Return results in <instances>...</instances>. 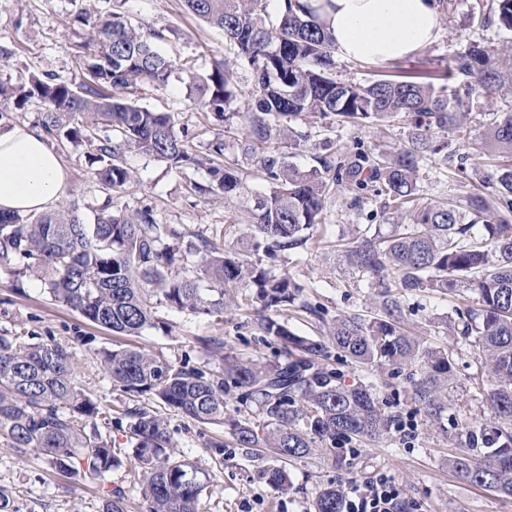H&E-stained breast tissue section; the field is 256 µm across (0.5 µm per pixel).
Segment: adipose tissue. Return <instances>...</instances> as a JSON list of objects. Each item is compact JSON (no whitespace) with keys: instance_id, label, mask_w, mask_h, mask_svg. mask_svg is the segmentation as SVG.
I'll list each match as a JSON object with an SVG mask.
<instances>
[{"instance_id":"obj_1","label":"adipose tissue","mask_w":512,"mask_h":512,"mask_svg":"<svg viewBox=\"0 0 512 512\" xmlns=\"http://www.w3.org/2000/svg\"><path fill=\"white\" fill-rule=\"evenodd\" d=\"M337 55L371 63L406 57L440 29L437 0H310ZM66 176L44 136L26 124L0 129V212L39 213L64 191Z\"/></svg>"}]
</instances>
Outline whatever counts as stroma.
<instances>
[{
  "mask_svg": "<svg viewBox=\"0 0 512 512\" xmlns=\"http://www.w3.org/2000/svg\"><path fill=\"white\" fill-rule=\"evenodd\" d=\"M450 2L431 45L395 64L340 58L336 61L338 74L355 83H367L396 65L428 81L470 42L499 45L512 40V33L496 25L479 24V0ZM90 6L101 13L120 9L132 24L164 34L158 47L176 60L180 69L166 87L148 88L140 99L141 105L171 113L176 132L194 134L213 129L212 115L203 112L188 94L185 68L190 65L196 71H205L213 60L226 57L229 47L220 31L185 11L181 0H0V80L18 83L42 73L80 80L82 62L90 51L91 33L88 27L75 24L73 18ZM293 125L307 138L291 150L288 160L302 168L311 165V157L319 152L324 139L348 146L358 143L366 148L376 144L397 146L406 141L410 132L408 123L402 120L388 126L351 127L327 119L298 118ZM222 132L227 161L236 162L250 188L268 191L269 183L238 148L245 136L241 120H230ZM51 147L67 178L61 203L78 200L84 222L94 223L100 193L93 167L82 151L72 146L55 141ZM495 155L490 148L484 155L470 157L462 172L444 167L438 158L423 159L420 178L425 202L446 204L479 186ZM125 161L138 182L117 195L118 206H152L157 220L180 227L188 243L202 236H216L229 245L245 232V216L234 203L192 195L191 183L208 180L203 169L189 166L172 170L139 151L126 153ZM373 220L385 227L391 224L388 216L375 214L373 205L357 211L349 207L345 193L332 197L328 229L315 232L299 254H284L276 264L278 270L289 271L303 285L305 296L321 308L323 316L317 319L284 309L277 314L279 320L287 322L299 335L315 338L320 319L364 314L373 308L372 281L359 277L336 251L337 236ZM251 293L250 285H240L238 307L225 311L220 322L163 306L158 310L160 321L156 326L138 336H117L52 299L40 277L0 267V330H29L43 337L53 336L71 348L81 387L92 398L113 406L112 446L124 463L123 468L101 477L69 480L57 475L34 452L23 453L0 441V486L11 493L16 512H99L103 497L113 489L123 491L126 512H148V501L139 486L129 482L125 471L126 464L133 461V445L120 407L129 402L130 396L113 385L100 364L99 353L131 344L152 350L178 368L213 365L222 352L262 362L273 360L274 348L261 340L253 325L248 305ZM451 309L449 302L421 295L410 297L405 303L408 329L435 346L450 349L455 358V386L441 427L427 431L419 426L411 436L396 432L383 443L358 447L351 457L321 450L289 463L288 492L276 491L260 478L261 469L276 464L264 449L228 447L223 455H216L206 442L221 434V427L169 415L176 459L204 464L211 477L201 496L199 512H313L319 487L332 483L345 488L380 472L395 477L406 505L416 512H512V498L468 484L448 465L450 458L467 454V430L488 422L492 416L486 393L471 382L472 374L480 367L476 347L437 328L440 318ZM203 336L219 337L224 342L223 350L200 344Z\"/></svg>",
  "mask_w": 512,
  "mask_h": 512,
  "instance_id": "stroma-1",
  "label": "stroma"
}]
</instances>
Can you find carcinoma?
Returning a JSON list of instances; mask_svg holds the SVG:
<instances>
[{"label": "carcinoma", "instance_id": "obj_1", "mask_svg": "<svg viewBox=\"0 0 512 512\" xmlns=\"http://www.w3.org/2000/svg\"><path fill=\"white\" fill-rule=\"evenodd\" d=\"M182 3L223 31L233 50V59L188 74L187 88L217 121L244 118L241 150L270 189L247 190L239 171L224 164L222 136L199 151L188 134H176L170 113L131 98L144 84L167 85L177 70L155 47L164 39L161 32L133 26L117 12L87 10L76 19L92 30L82 81L52 73L33 74L24 83L0 81V112L40 102L46 136L76 150L89 148L104 200L93 224L83 223L74 202L53 212L0 214V266L23 265L42 277L56 301L124 336L153 326L162 305L222 318L239 285L250 284L258 329L278 344L274 360L230 356L216 370L178 369L136 346L104 350L100 360L112 383L130 396L149 395L185 418L227 424L234 447L261 446L282 460L305 458L319 447L386 440L402 421L400 411L384 407L377 385L350 383L330 368L335 354L365 371L388 370L383 386L402 384L421 424H440L454 384L453 354L405 328L404 300L418 294L457 298L438 326L465 340L475 337L496 382L488 397L497 421L469 431L474 456L454 457L449 464L471 485L512 498V110L488 113L483 132L468 142L469 152L448 149V136L465 132L470 93L494 98L512 89V42L498 48L469 43L451 57L439 85L401 73L362 85L336 75L330 34L308 0H280L273 21L267 19L265 0ZM481 17L512 32V0H490ZM239 64L251 71L254 103L233 113ZM78 116L88 121L80 123ZM299 116L358 126L404 117L412 131L397 148L339 145L301 170L285 161L286 152L307 138L285 125ZM486 145L502 158L483 184L493 189L492 196L471 192L463 205L420 201L425 156L454 162L462 171L469 155ZM132 151L152 154L172 170L206 167L210 180L193 185L194 192L238 200L251 219L250 232L230 249L205 237L184 248L183 233L159 223L151 207L115 206L116 194L136 182L125 162ZM338 186L348 191L355 209L371 196L380 198L382 212L396 222L388 233L368 226L336 240L347 265L378 288L376 310L372 316L339 317L315 340L267 315L296 304L323 319L289 272L276 274L264 261L296 251L311 230L327 227L328 203ZM190 256L193 273L175 270ZM234 393L241 407L231 411L228 398ZM244 407L263 420L264 433L240 417ZM123 415L134 447L132 473L150 502L149 512H198L209 473L175 458L166 417L139 404L124 407ZM100 421L112 424V406L80 387L65 344L53 336L36 341L22 331L0 333V438L43 455L65 475L83 468L101 476L122 462ZM261 477L280 492L290 487L285 469H266ZM343 510L340 487L319 490L313 512Z\"/></svg>", "mask_w": 512, "mask_h": 512}]
</instances>
